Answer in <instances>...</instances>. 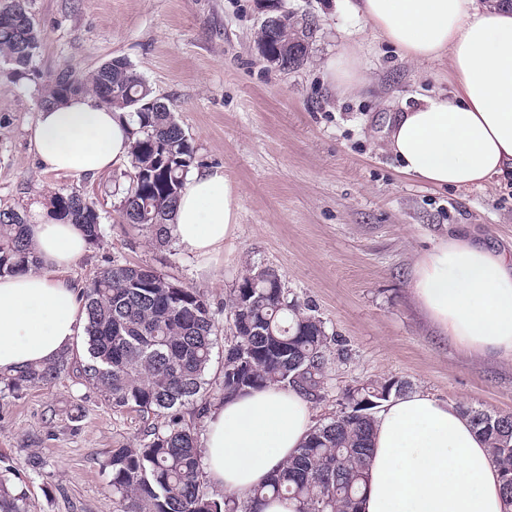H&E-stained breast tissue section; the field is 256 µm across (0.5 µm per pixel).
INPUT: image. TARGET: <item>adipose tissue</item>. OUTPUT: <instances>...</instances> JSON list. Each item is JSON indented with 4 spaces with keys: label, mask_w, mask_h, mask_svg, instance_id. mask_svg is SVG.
Listing matches in <instances>:
<instances>
[{
    "label": "adipose tissue",
    "mask_w": 512,
    "mask_h": 512,
    "mask_svg": "<svg viewBox=\"0 0 512 512\" xmlns=\"http://www.w3.org/2000/svg\"><path fill=\"white\" fill-rule=\"evenodd\" d=\"M365 29L415 63L449 60L451 93L419 96L391 117L385 143L402 173L464 189L512 173V9L479 0H346ZM127 113L90 94L40 109L32 147L48 170L96 177L130 159ZM239 189L219 169L188 175L170 233L208 256L231 237ZM35 270L0 277V373L49 363L78 346L86 321L68 273L88 239L77 225L30 224ZM410 294L426 319L464 353L512 357V253L449 233L416 262ZM313 426L309 402L276 385L212 408L204 472L247 497L278 471ZM360 512H512L483 439L455 405L413 393L377 414Z\"/></svg>",
    "instance_id": "adipose-tissue-1"
}]
</instances>
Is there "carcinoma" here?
Wrapping results in <instances>:
<instances>
[{"mask_svg": "<svg viewBox=\"0 0 512 512\" xmlns=\"http://www.w3.org/2000/svg\"><path fill=\"white\" fill-rule=\"evenodd\" d=\"M17 11L14 22L0 23V58L8 76L23 78L42 48L27 0H0ZM261 24L260 58L283 70L309 57L313 22L275 4ZM91 94L133 122L131 171L120 189L116 211L128 224L152 232L157 244L167 231L180 191L195 165V149L169 107L152 95L142 77L122 58H114L78 77L60 74L40 94V106L61 105ZM51 213L83 228L89 241L100 238V215L76 192H56ZM26 215L0 210V276L36 268ZM116 264L98 275L83 292L87 322L86 359L81 373L119 409L163 417L146 430L140 443L112 451L113 512H257L268 497L287 498L296 512H359L372 451L375 414L382 403L403 395L408 384L388 379L359 386L336 416L312 428L288 463L241 503L210 490L202 467L195 427L182 409L193 406L199 419L214 402L208 399L207 369L217 345L210 306L200 292L185 288L154 270ZM231 338L224 347L221 400L268 385L291 386L317 398L323 385L328 336L310 307L291 296L274 270L258 277L247 267L231 297ZM70 366L69 355L0 375V384L19 389L48 385ZM491 448L508 506H512V414L465 411ZM0 512H26V493L0 476Z\"/></svg>", "mask_w": 512, "mask_h": 512, "instance_id": "cac0c4a2", "label": "carcinoma"}]
</instances>
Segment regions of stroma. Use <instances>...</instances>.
<instances>
[{
	"label": "stroma",
	"mask_w": 512,
	"mask_h": 512,
	"mask_svg": "<svg viewBox=\"0 0 512 512\" xmlns=\"http://www.w3.org/2000/svg\"><path fill=\"white\" fill-rule=\"evenodd\" d=\"M315 18L309 59L283 70L260 58L258 0H29L42 37L30 78L0 75V209L32 211L78 192L101 216V237L69 272L79 286L115 264L148 266L204 295L218 338L245 265L274 269L330 339L313 423L336 415L349 388L393 378L434 399L512 414V359L477 358L439 335L408 283L421 254L464 225L512 251V177L482 188L435 187L404 175L384 150L390 113L415 96L449 92L448 64L405 59L341 0H284ZM356 51L366 86L335 89L324 64ZM126 59L170 107L197 167L238 186L239 222L216 253L124 223L116 184L128 164L95 177L44 170L30 145L43 87L64 71ZM153 414L113 409L78 372L0 392V473L27 492V512H112L113 449L136 446Z\"/></svg>",
	"instance_id": "obj_1"
}]
</instances>
